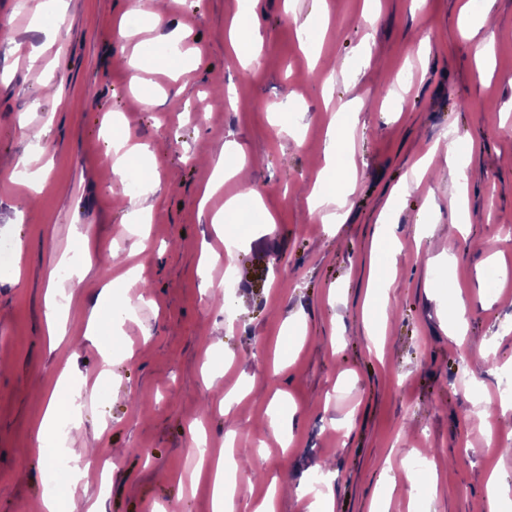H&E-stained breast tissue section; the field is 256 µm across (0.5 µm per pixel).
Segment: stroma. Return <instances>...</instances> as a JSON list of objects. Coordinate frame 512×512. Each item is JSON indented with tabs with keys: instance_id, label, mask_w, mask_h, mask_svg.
<instances>
[{
	"instance_id": "obj_1",
	"label": "stroma",
	"mask_w": 512,
	"mask_h": 512,
	"mask_svg": "<svg viewBox=\"0 0 512 512\" xmlns=\"http://www.w3.org/2000/svg\"><path fill=\"white\" fill-rule=\"evenodd\" d=\"M37 2L0 0V168L23 156L43 182L36 194L0 176V248L22 249L19 269L0 268V512H37L49 456L89 448L111 459V485L100 494L93 468L66 485L76 512H213L211 479L190 459L194 421L209 452L229 432L251 450L253 505L276 477H327L335 512H490L492 476L512 492V409L495 403L512 382V303L500 299L512 235L499 231L512 225V0L494 2L498 51L485 70L461 32L464 0H326L316 52L301 34L316 0H258L264 42L247 67L228 30L248 0H165L164 24L135 38L117 27L128 0H57L36 18ZM144 90L158 100L148 112L136 101ZM283 109L289 135L273 123ZM331 130L348 166L326 164ZM120 131L146 146L139 166L158 175L137 195L151 215L141 252L129 200L110 189ZM444 140L465 153V238L448 233L458 172L441 153L414 166ZM232 142L253 162L247 181L227 178L203 198L199 158L232 162ZM412 176L418 186L393 198ZM247 183L273 226L246 212L217 229L212 216ZM320 184L335 193L326 213L340 215L330 229L309 212ZM380 234L401 251L376 249ZM113 248L127 253L123 267L87 266ZM208 250L221 259L205 268ZM442 252L453 263L428 266ZM384 264L381 315L367 292ZM228 265L224 294L238 310L203 290L222 285ZM114 280L136 305L117 319L101 292ZM51 286L65 326L54 349ZM457 292L467 315L453 336ZM64 369L73 386L103 381L106 392L82 404L80 431L60 422L38 441ZM232 392L243 398L228 410ZM485 405L493 413L479 415ZM277 411L291 415L290 435L268 427ZM414 459L427 468L413 490ZM45 321L48 336L52 344H55L57 336H62L60 317L58 314L55 294L49 290L45 300Z\"/></svg>"
}]
</instances>
